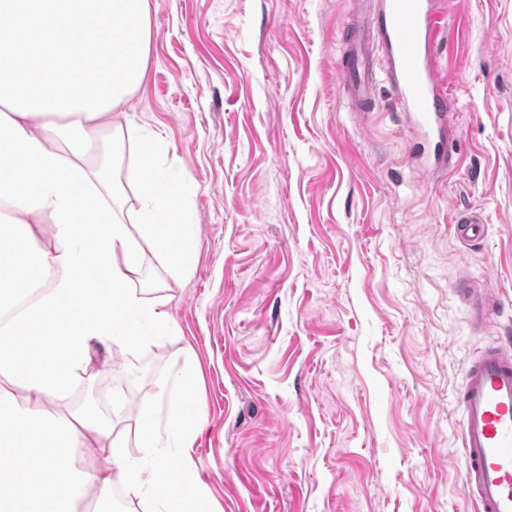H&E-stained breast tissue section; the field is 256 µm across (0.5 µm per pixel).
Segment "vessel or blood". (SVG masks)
I'll return each instance as SVG.
<instances>
[{
  "mask_svg": "<svg viewBox=\"0 0 512 512\" xmlns=\"http://www.w3.org/2000/svg\"><path fill=\"white\" fill-rule=\"evenodd\" d=\"M443 26L434 0H358L343 34L337 63L344 96L359 111L376 102L378 68H385L393 100L418 135L417 155L430 172L453 165L448 137V97L433 48ZM457 238L473 245L485 235L482 214L471 208L454 217ZM478 321L497 310L492 288H461ZM461 450L455 458L475 512H512V339L486 345L467 365L457 393Z\"/></svg>",
  "mask_w": 512,
  "mask_h": 512,
  "instance_id": "vessel-or-blood-1",
  "label": "vessel or blood"
}]
</instances>
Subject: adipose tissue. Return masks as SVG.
Here are the masks:
<instances>
[{
	"instance_id": "1",
	"label": "adipose tissue",
	"mask_w": 512,
	"mask_h": 512,
	"mask_svg": "<svg viewBox=\"0 0 512 512\" xmlns=\"http://www.w3.org/2000/svg\"><path fill=\"white\" fill-rule=\"evenodd\" d=\"M0 17V512H100L117 487L152 512H208L173 454L203 426L192 372L164 418L141 415L135 455L111 421L51 409L95 375L92 344L146 351L171 332L135 285L145 254L176 278L194 265L195 227L156 166L166 139L112 121L149 66V0H0ZM77 28L97 42L75 48ZM128 140L143 155L133 215L117 188Z\"/></svg>"
}]
</instances>
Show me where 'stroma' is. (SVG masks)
Wrapping results in <instances>:
<instances>
[{"mask_svg":"<svg viewBox=\"0 0 512 512\" xmlns=\"http://www.w3.org/2000/svg\"><path fill=\"white\" fill-rule=\"evenodd\" d=\"M434 61L457 164L427 176L387 79L343 99L354 0H149L147 76L125 117L169 144L195 264L146 255L175 331L149 351L92 349L94 404L134 440L183 365L205 424L186 453L213 512H473L456 393L512 333V0H435ZM482 241L458 240V208ZM496 289L476 325L462 278ZM453 222L457 238L465 244H476L485 235V220L482 214L475 209H460Z\"/></svg>","mask_w":512,"mask_h":512,"instance_id":"stroma-1","label":"stroma"}]
</instances>
